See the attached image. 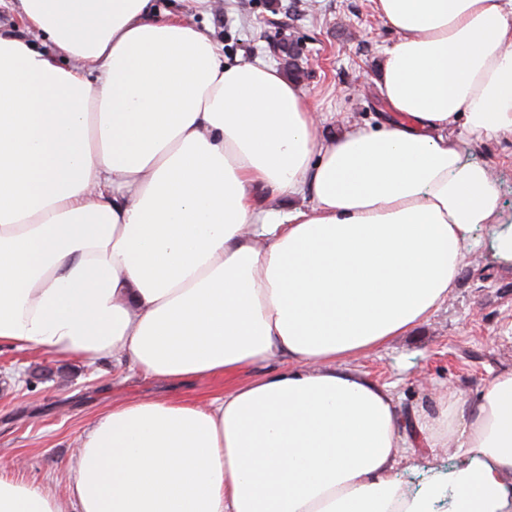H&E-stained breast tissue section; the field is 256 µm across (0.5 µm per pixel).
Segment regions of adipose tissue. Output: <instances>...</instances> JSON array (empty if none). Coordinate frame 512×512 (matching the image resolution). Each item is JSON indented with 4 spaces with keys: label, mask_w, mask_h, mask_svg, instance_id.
<instances>
[{
    "label": "adipose tissue",
    "mask_w": 512,
    "mask_h": 512,
    "mask_svg": "<svg viewBox=\"0 0 512 512\" xmlns=\"http://www.w3.org/2000/svg\"><path fill=\"white\" fill-rule=\"evenodd\" d=\"M375 6L387 113L324 139L297 83L154 0H18L51 47L0 34V344L232 384L113 404L67 500L0 475V512H512V369L406 416L354 366L500 224L462 146L512 139V0ZM492 259L512 267V225ZM415 439L460 462L409 494Z\"/></svg>",
    "instance_id": "1"
}]
</instances>
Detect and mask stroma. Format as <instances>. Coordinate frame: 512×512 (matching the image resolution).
<instances>
[{"label":"stroma","mask_w":512,"mask_h":512,"mask_svg":"<svg viewBox=\"0 0 512 512\" xmlns=\"http://www.w3.org/2000/svg\"><path fill=\"white\" fill-rule=\"evenodd\" d=\"M160 13H179L224 47L227 62H275L269 37L292 36L303 48L299 84L322 112V138L344 125L375 122L385 111L374 80L383 52L398 32L378 16L372 0H223L204 8L195 0H155ZM465 161L491 169L502 217L512 224V141L463 147ZM494 226L476 234L473 253L454 294L414 332L358 360V368L389 385L403 411L425 405L434 388L473 393L493 374L512 368V270L489 262ZM220 377L170 381L143 374L129 359L87 363L66 355L0 350V474L69 496L68 474L78 440L113 403L130 399L205 402L223 395ZM459 461L454 450L432 457L417 449L399 478L418 489L431 467Z\"/></svg>","instance_id":"1"}]
</instances>
